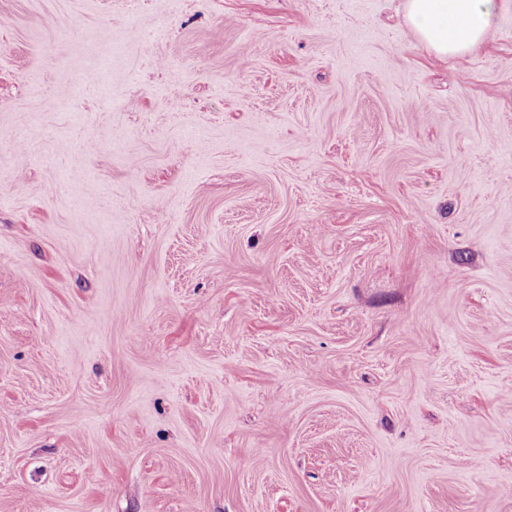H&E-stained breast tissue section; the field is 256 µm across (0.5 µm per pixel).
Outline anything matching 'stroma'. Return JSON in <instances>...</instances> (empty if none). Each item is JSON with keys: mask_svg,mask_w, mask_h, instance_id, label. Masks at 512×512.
Returning a JSON list of instances; mask_svg holds the SVG:
<instances>
[{"mask_svg": "<svg viewBox=\"0 0 512 512\" xmlns=\"http://www.w3.org/2000/svg\"><path fill=\"white\" fill-rule=\"evenodd\" d=\"M404 3L0 0V512H512V0ZM500 0H405L413 31L439 56L472 52L483 41Z\"/></svg>", "mask_w": 512, "mask_h": 512, "instance_id": "1", "label": "stroma"}]
</instances>
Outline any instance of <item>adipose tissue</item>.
<instances>
[{"label":"adipose tissue","mask_w":512,"mask_h":512,"mask_svg":"<svg viewBox=\"0 0 512 512\" xmlns=\"http://www.w3.org/2000/svg\"><path fill=\"white\" fill-rule=\"evenodd\" d=\"M501 0H405L413 31L439 56H460L482 42Z\"/></svg>","instance_id":"adipose-tissue-1"}]
</instances>
